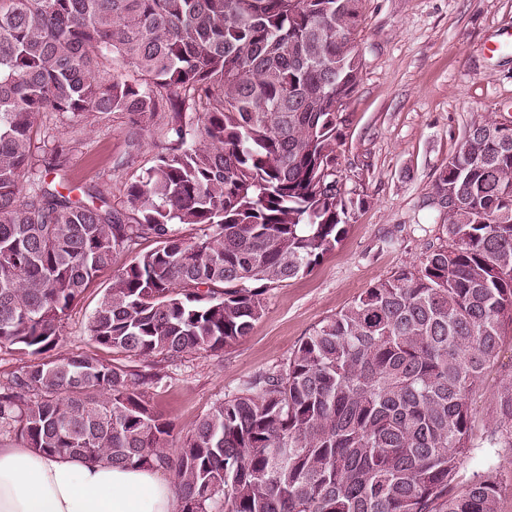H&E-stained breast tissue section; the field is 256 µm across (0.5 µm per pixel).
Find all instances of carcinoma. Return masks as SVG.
Returning a JSON list of instances; mask_svg holds the SVG:
<instances>
[{
  "label": "carcinoma",
  "instance_id": "carcinoma-1",
  "mask_svg": "<svg viewBox=\"0 0 512 512\" xmlns=\"http://www.w3.org/2000/svg\"><path fill=\"white\" fill-rule=\"evenodd\" d=\"M362 0H0V348L38 358L0 385V436L48 456L172 473L176 512H498L512 492V378L478 434L472 396L512 323V136L474 121L433 185L445 239L366 289L165 451L157 372L52 357L62 321L118 257L91 315L146 361L224 349L267 290L311 272L355 208L337 121L359 84ZM73 129L126 118L164 145L116 180L70 173ZM80 195H75V192ZM457 205L448 209V195ZM206 233L186 237L182 226ZM156 246L140 250L142 241ZM483 469L467 467L475 453Z\"/></svg>",
  "mask_w": 512,
  "mask_h": 512
}]
</instances>
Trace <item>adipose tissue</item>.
<instances>
[{"mask_svg": "<svg viewBox=\"0 0 512 512\" xmlns=\"http://www.w3.org/2000/svg\"><path fill=\"white\" fill-rule=\"evenodd\" d=\"M160 470L48 457L0 443V512H174Z\"/></svg>", "mask_w": 512, "mask_h": 512, "instance_id": "adipose-tissue-1", "label": "adipose tissue"}]
</instances>
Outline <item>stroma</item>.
Segmentation results:
<instances>
[{
    "mask_svg": "<svg viewBox=\"0 0 512 512\" xmlns=\"http://www.w3.org/2000/svg\"><path fill=\"white\" fill-rule=\"evenodd\" d=\"M512 0H363L358 43L364 68L338 126L336 170L348 196L361 200L336 249L311 272L270 289L266 310L248 336L218 352L163 361L160 383L146 398L186 429L256 375L278 369L326 318L366 288L419 261L441 230L427 200L461 146L466 126L494 117L512 121ZM125 121L114 116L80 136L71 149L75 176L106 189L102 178L129 155ZM157 150L143 140L134 157L145 166ZM98 274L63 320L64 355L89 354L122 366L135 358L97 346L88 321L112 283ZM512 378V327L498 361L473 396L476 424L493 423V395Z\"/></svg>",
    "mask_w": 512,
    "mask_h": 512,
    "instance_id": "35a3bbf8",
    "label": "stroma"
}]
</instances>
